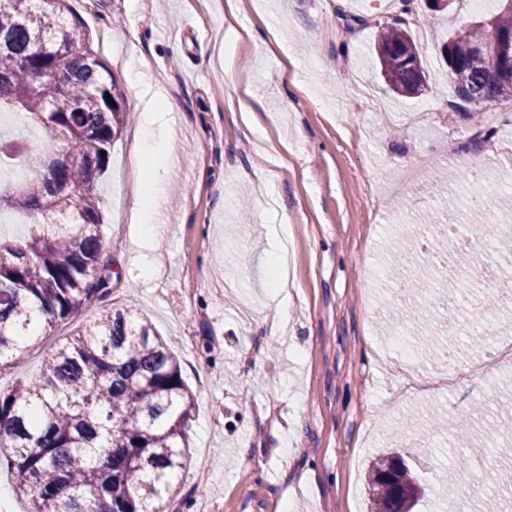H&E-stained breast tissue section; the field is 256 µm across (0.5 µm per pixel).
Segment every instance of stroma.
I'll use <instances>...</instances> for the list:
<instances>
[{
    "label": "stroma",
    "mask_w": 512,
    "mask_h": 512,
    "mask_svg": "<svg viewBox=\"0 0 512 512\" xmlns=\"http://www.w3.org/2000/svg\"><path fill=\"white\" fill-rule=\"evenodd\" d=\"M97 58L123 91L127 122L99 189L101 235L119 278L111 294L60 324L21 357L12 382L37 374L43 356L88 326L99 309L135 305L172 341L195 396L190 459L164 512H366V469L379 452L417 458L421 478L459 482L460 512H482L473 481L488 466L475 443L435 452L449 438L430 408L493 409L512 418V331L454 363L408 349L387 326L400 315L382 267L405 224L449 211L484 244L466 194L435 172H483L512 185V101L482 114L462 100L439 48L496 0H452L445 12L417 4L406 26L426 84L403 97L386 87L373 54L386 0H69ZM235 50L225 73L221 45ZM149 68L128 73L138 57ZM176 90L174 137L144 134L147 84ZM260 114L241 131L239 94ZM165 170L152 208L155 234L131 223L133 188ZM279 179L265 190L261 175ZM278 201L269 211L268 197ZM287 221L288 322L271 300V227ZM467 459L456 468L455 456ZM207 479L197 482L198 467Z\"/></svg>",
    "instance_id": "stroma-1"
}]
</instances>
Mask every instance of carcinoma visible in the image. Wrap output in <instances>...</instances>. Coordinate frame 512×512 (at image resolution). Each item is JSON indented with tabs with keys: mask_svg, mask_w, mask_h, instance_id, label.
<instances>
[{
	"mask_svg": "<svg viewBox=\"0 0 512 512\" xmlns=\"http://www.w3.org/2000/svg\"><path fill=\"white\" fill-rule=\"evenodd\" d=\"M509 0L454 33L442 54L459 96L474 104L512 100V67L495 78L476 50L512 36ZM405 19L380 29L374 49L389 88L416 95L424 86L419 52ZM110 95L114 103L105 100ZM0 112H16L44 138L0 159H26L15 187L0 191V211L30 219L23 240L0 239V375L29 343L111 293L112 257L101 235L107 168L123 122V96L89 46L85 24L67 0H0ZM432 256L447 254L446 225L423 224ZM485 249L512 265V237ZM455 317L417 330L419 344L465 356L445 343ZM195 406L173 350L130 308L103 309L85 332L56 346L43 371L0 387V467L16 481L27 512H161L174 478L187 467ZM395 456L368 472L370 512L412 510L434 495L414 466L391 483Z\"/></svg>",
	"mask_w": 512,
	"mask_h": 512,
	"instance_id": "carcinoma-1",
	"label": "carcinoma"
}]
</instances>
